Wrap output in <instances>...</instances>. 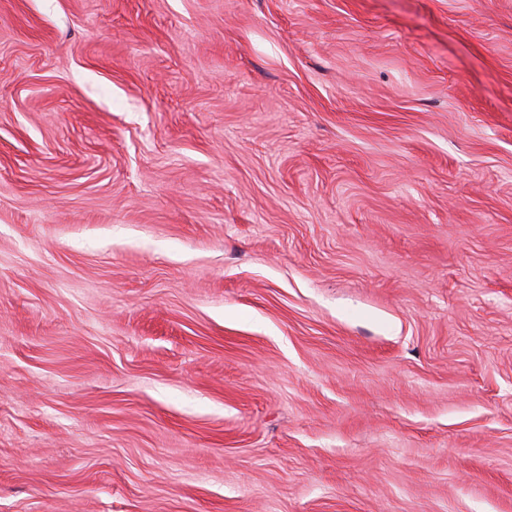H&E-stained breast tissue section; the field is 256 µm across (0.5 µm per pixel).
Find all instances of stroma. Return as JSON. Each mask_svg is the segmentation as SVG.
Wrapping results in <instances>:
<instances>
[{
  "mask_svg": "<svg viewBox=\"0 0 512 512\" xmlns=\"http://www.w3.org/2000/svg\"><path fill=\"white\" fill-rule=\"evenodd\" d=\"M0 512H512V0H0Z\"/></svg>",
  "mask_w": 512,
  "mask_h": 512,
  "instance_id": "stroma-1",
  "label": "stroma"
}]
</instances>
